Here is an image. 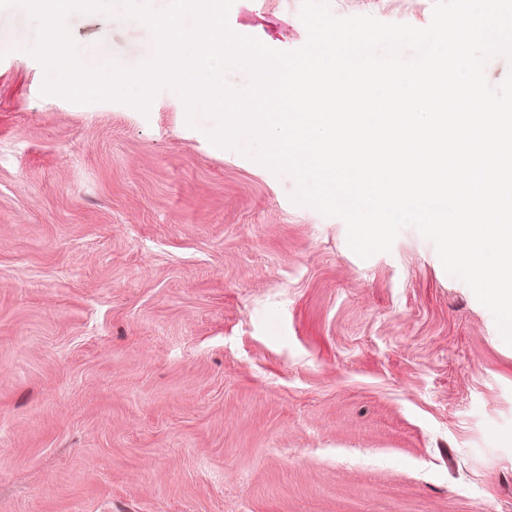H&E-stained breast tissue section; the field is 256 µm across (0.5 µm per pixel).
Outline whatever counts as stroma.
I'll list each match as a JSON object with an SVG mask.
<instances>
[{"label": "stroma", "instance_id": "35a3bbf8", "mask_svg": "<svg viewBox=\"0 0 512 512\" xmlns=\"http://www.w3.org/2000/svg\"><path fill=\"white\" fill-rule=\"evenodd\" d=\"M301 6L228 25L293 51ZM66 25L88 62L156 42L120 7ZM38 30L0 9V512H512V345L434 245L361 258L172 87L43 93Z\"/></svg>", "mask_w": 512, "mask_h": 512}]
</instances>
